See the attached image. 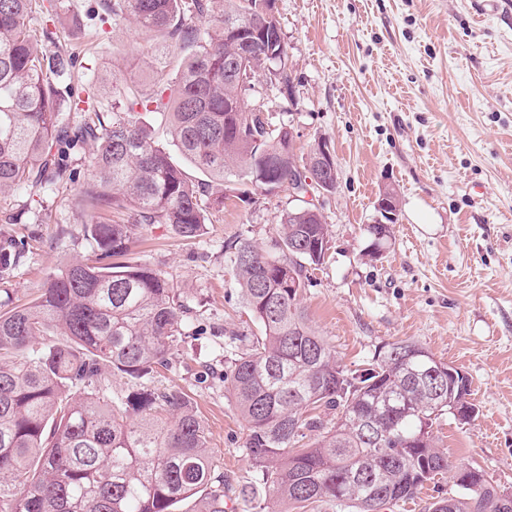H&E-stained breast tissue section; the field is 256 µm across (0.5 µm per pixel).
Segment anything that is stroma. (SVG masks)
<instances>
[{
  "instance_id": "1",
  "label": "stroma",
  "mask_w": 512,
  "mask_h": 512,
  "mask_svg": "<svg viewBox=\"0 0 512 512\" xmlns=\"http://www.w3.org/2000/svg\"><path fill=\"white\" fill-rule=\"evenodd\" d=\"M54 42L78 54L62 91L111 109L113 89L155 98L154 73L169 49H151L131 21L107 19L101 0H53ZM288 51L292 99L263 87L272 124L292 125L296 153L330 145L339 171L333 192H313L330 250L301 298L310 327L349 368L378 348L417 342L465 373L476 413L439 416L437 448L512 490V8L493 0H276ZM91 148L73 150L74 172L39 190L0 196V211L30 249L0 290L30 301L59 267L89 258L81 228L93 219L81 189ZM400 202L381 252L366 231L383 190ZM291 204L288 189L226 203L201 237L175 238L163 225L138 232L133 257L184 289L196 335L184 337L151 386L195 400L213 454L231 486L253 481L247 425L222 376L226 342L262 327L242 305L227 237L245 231L268 246Z\"/></svg>"
}]
</instances>
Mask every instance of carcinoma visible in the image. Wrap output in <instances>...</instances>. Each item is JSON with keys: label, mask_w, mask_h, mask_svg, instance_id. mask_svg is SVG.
Segmentation results:
<instances>
[{"label": "carcinoma", "mask_w": 512, "mask_h": 512, "mask_svg": "<svg viewBox=\"0 0 512 512\" xmlns=\"http://www.w3.org/2000/svg\"><path fill=\"white\" fill-rule=\"evenodd\" d=\"M115 21L129 19L169 42L179 64L169 97H124L112 111L82 109L61 119L56 80L71 75L74 52L36 48L31 18L44 0H0V193L71 177L67 152L94 145L82 194L96 213L128 210L132 223L82 227L95 263H68L23 305L0 300V512H225L229 485L193 398L149 386L188 334L183 292L147 261L129 258L133 230L166 224L183 240L200 236L210 184L249 204L262 176L292 185L295 144L237 106L234 63L268 75L288 58L269 0H103ZM204 21L202 29L198 22ZM168 118L185 165L151 135L142 112ZM209 179L195 183L187 168ZM328 228L301 210L285 212L270 248L245 233L224 252L247 313L262 325L232 352L224 388L247 424L246 455L256 482L278 507L321 502L343 512H390L424 484L462 466L435 445L433 424L448 402H469L452 377L438 395L426 383L430 353L411 357L397 341L364 369L336 360L308 326L301 296L309 271L328 254ZM28 242L0 230V277L8 278ZM59 339H43L44 329ZM131 383L109 397L103 372ZM336 422L324 430L321 414ZM319 436L305 443L309 434ZM454 483L451 502L427 512H512L479 469Z\"/></svg>", "instance_id": "cac0c4a2"}]
</instances>
